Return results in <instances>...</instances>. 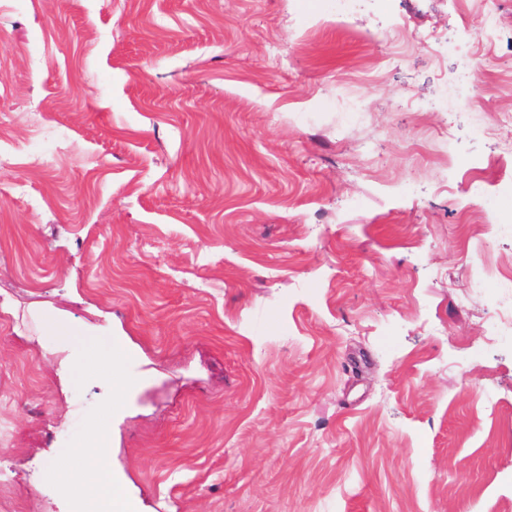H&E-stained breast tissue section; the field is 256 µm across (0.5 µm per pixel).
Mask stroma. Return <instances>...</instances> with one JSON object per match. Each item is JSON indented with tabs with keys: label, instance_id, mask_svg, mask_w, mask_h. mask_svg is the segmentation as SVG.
Here are the masks:
<instances>
[{
	"label": "stroma",
	"instance_id": "stroma-1",
	"mask_svg": "<svg viewBox=\"0 0 512 512\" xmlns=\"http://www.w3.org/2000/svg\"><path fill=\"white\" fill-rule=\"evenodd\" d=\"M341 6L0 0V512L512 501V0ZM125 354L124 348L117 343L112 345V341L108 345L106 353L102 351L95 353L96 357H100L102 363L111 362L112 358V384L118 388L119 393H123L131 385V381L117 365V363L125 357ZM104 435L105 433L98 431L89 443L73 449L76 454L86 460V470L65 469L58 473V478L66 488L74 485L91 486L94 482L104 488L108 494H112L114 512H133L135 506L120 494V487L114 483V480L112 487H109L108 456Z\"/></svg>",
	"mask_w": 512,
	"mask_h": 512
}]
</instances>
